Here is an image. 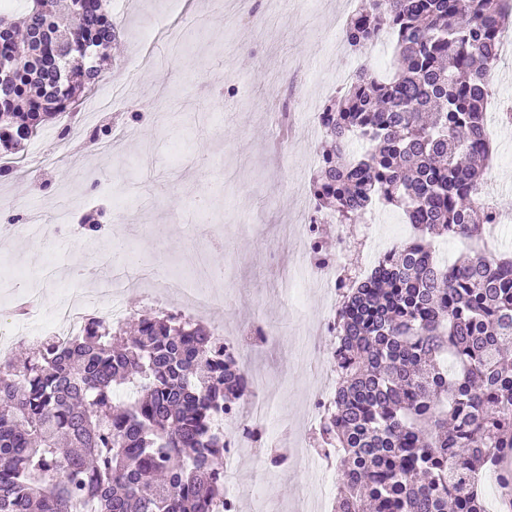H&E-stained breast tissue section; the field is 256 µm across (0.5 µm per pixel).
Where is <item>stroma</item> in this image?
<instances>
[{"instance_id": "1", "label": "stroma", "mask_w": 512, "mask_h": 512, "mask_svg": "<svg viewBox=\"0 0 512 512\" xmlns=\"http://www.w3.org/2000/svg\"><path fill=\"white\" fill-rule=\"evenodd\" d=\"M110 18L118 26L112 58L102 65L98 92L135 76L136 95L102 113L99 128L132 129L134 137L99 152L88 137L61 135L46 123L36 145L39 164L20 162L0 172V226L11 217L38 214L48 243H66L69 259L96 266L95 237L134 238L145 267L162 263L173 276H187V253L205 249L212 264L225 261L215 242L231 241L240 259L230 287L217 291L212 309L199 315L206 325L224 323L238 331L256 314L279 326L285 339L248 352L257 371L285 374L267 394L274 430L303 427L311 391L326 371L329 342L318 336L323 315L321 294L301 279L299 313L285 311L287 297L278 284L300 249L298 238H283L281 227L297 223L301 191L316 171L311 159L323 137L308 131L305 108L321 111L340 87L348 64H368L387 75L394 63L391 47L361 59L345 46L341 19L361 0H289L276 24H267V0H236L231 12L204 10L202 0H120ZM287 111L288 126L276 135L269 115ZM88 174L77 187L67 177L76 163ZM126 180L128 198L146 197L148 207L119 219L105 213L100 234L78 223H62L57 209L69 191L87 205L106 202V186ZM0 279L20 266L28 290L0 292V320L18 319L26 292L38 297L37 313L50 316L61 301L60 284L38 272L41 251L22 240H0ZM264 476L268 512H295L309 486L302 466L273 467L251 459L230 479L249 508L252 473Z\"/></svg>"}]
</instances>
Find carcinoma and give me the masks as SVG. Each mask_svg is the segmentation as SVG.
Listing matches in <instances>:
<instances>
[{
    "instance_id": "cac0c4a2",
    "label": "carcinoma",
    "mask_w": 512,
    "mask_h": 512,
    "mask_svg": "<svg viewBox=\"0 0 512 512\" xmlns=\"http://www.w3.org/2000/svg\"><path fill=\"white\" fill-rule=\"evenodd\" d=\"M0 26V144L17 155L98 82L116 26L103 0H28ZM512 0H364L343 38L391 31L397 66L359 69L320 112L317 210L359 224L377 202L417 236L345 284L336 392L322 427L339 449L335 512H485L484 474L512 449V255L483 241L492 143L487 79ZM365 143L357 158L349 145ZM461 233L453 265L428 252ZM92 319L62 347L0 362V512H215L220 415L243 367L192 318L142 316L138 334ZM132 398L117 402L115 391Z\"/></svg>"
}]
</instances>
